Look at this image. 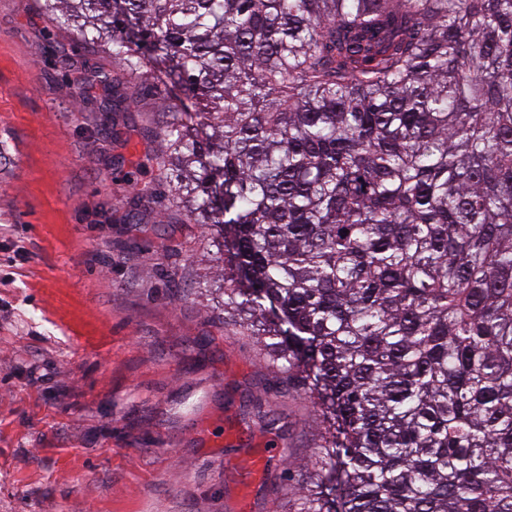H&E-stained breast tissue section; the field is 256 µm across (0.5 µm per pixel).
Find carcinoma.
Wrapping results in <instances>:
<instances>
[{
    "label": "carcinoma",
    "instance_id": "1",
    "mask_svg": "<svg viewBox=\"0 0 512 512\" xmlns=\"http://www.w3.org/2000/svg\"><path fill=\"white\" fill-rule=\"evenodd\" d=\"M41 5L102 111L167 86L197 294L318 413L294 512H512V0Z\"/></svg>",
    "mask_w": 512,
    "mask_h": 512
}]
</instances>
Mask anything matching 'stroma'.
I'll return each instance as SVG.
<instances>
[{"mask_svg": "<svg viewBox=\"0 0 512 512\" xmlns=\"http://www.w3.org/2000/svg\"><path fill=\"white\" fill-rule=\"evenodd\" d=\"M93 64L39 0H0V512H288L314 409L193 293L209 246L158 180L164 85L108 116L66 89ZM134 182L157 196L128 224Z\"/></svg>", "mask_w": 512, "mask_h": 512, "instance_id": "obj_1", "label": "stroma"}]
</instances>
